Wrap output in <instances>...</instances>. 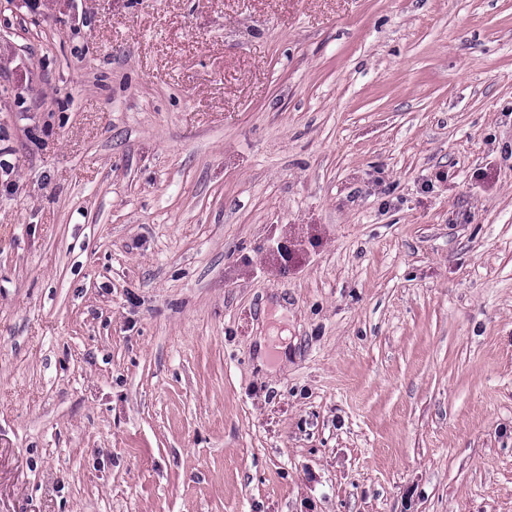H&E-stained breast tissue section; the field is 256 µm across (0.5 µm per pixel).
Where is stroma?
<instances>
[{"mask_svg": "<svg viewBox=\"0 0 512 512\" xmlns=\"http://www.w3.org/2000/svg\"><path fill=\"white\" fill-rule=\"evenodd\" d=\"M25 2L0 512H512V0Z\"/></svg>", "mask_w": 512, "mask_h": 512, "instance_id": "stroma-1", "label": "stroma"}]
</instances>
